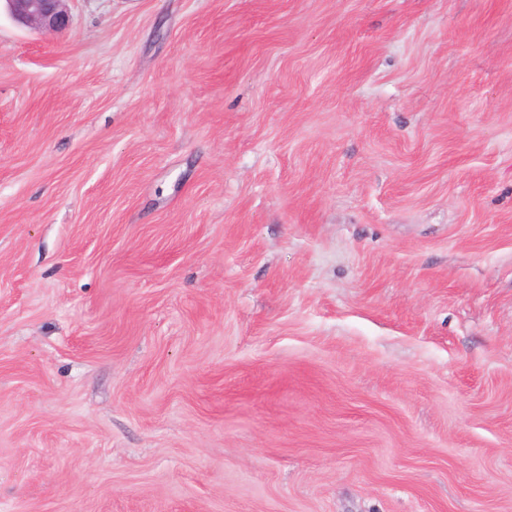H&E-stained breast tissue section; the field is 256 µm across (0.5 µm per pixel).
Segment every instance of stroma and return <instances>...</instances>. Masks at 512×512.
<instances>
[{
	"label": "stroma",
	"instance_id": "stroma-1",
	"mask_svg": "<svg viewBox=\"0 0 512 512\" xmlns=\"http://www.w3.org/2000/svg\"><path fill=\"white\" fill-rule=\"evenodd\" d=\"M0 14V512H512V0ZM12 18L29 28L46 32L65 29L70 22L67 0H2Z\"/></svg>",
	"mask_w": 512,
	"mask_h": 512
}]
</instances>
